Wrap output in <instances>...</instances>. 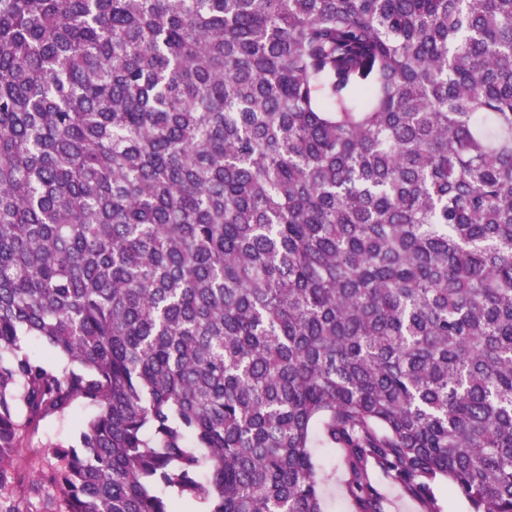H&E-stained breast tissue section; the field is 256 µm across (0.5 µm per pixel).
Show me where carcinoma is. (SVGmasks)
<instances>
[{"instance_id": "carcinoma-1", "label": "carcinoma", "mask_w": 512, "mask_h": 512, "mask_svg": "<svg viewBox=\"0 0 512 512\" xmlns=\"http://www.w3.org/2000/svg\"><path fill=\"white\" fill-rule=\"evenodd\" d=\"M314 448L512 512V0H0V512H325ZM85 412H81L68 420H52L42 422L35 431L23 434L21 443L20 462L27 471L34 472L46 468L53 462L50 448H45L51 442L63 441L72 431L77 419L83 418Z\"/></svg>"}]
</instances>
